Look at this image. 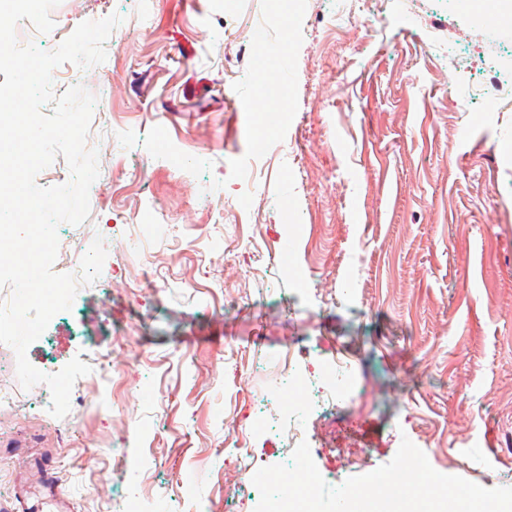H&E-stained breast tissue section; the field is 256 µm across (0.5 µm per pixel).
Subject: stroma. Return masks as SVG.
Returning <instances> with one entry per match:
<instances>
[{"label": "stroma", "instance_id": "obj_1", "mask_svg": "<svg viewBox=\"0 0 512 512\" xmlns=\"http://www.w3.org/2000/svg\"><path fill=\"white\" fill-rule=\"evenodd\" d=\"M349 10L301 0L287 41L274 0L51 10L45 51L123 18L103 65L53 88L96 95L99 169L88 219L57 235L107 256L27 357L109 367L58 419L0 344V512L52 482L68 512H254L256 487L224 499L233 446L248 440L250 470L283 463L286 406L338 371L352 407L306 422L328 485L406 437L440 473L512 487V27L460 0ZM281 43L284 109L255 66ZM286 370L303 388L274 386Z\"/></svg>", "mask_w": 512, "mask_h": 512}]
</instances>
